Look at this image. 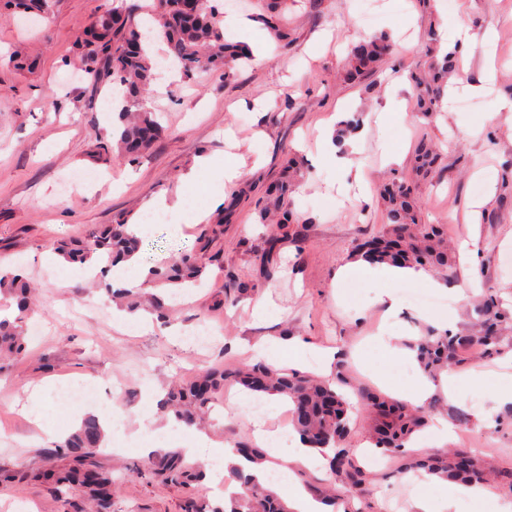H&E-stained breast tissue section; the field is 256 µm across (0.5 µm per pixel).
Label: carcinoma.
<instances>
[{
	"instance_id": "carcinoma-1",
	"label": "carcinoma",
	"mask_w": 512,
	"mask_h": 512,
	"mask_svg": "<svg viewBox=\"0 0 512 512\" xmlns=\"http://www.w3.org/2000/svg\"><path fill=\"white\" fill-rule=\"evenodd\" d=\"M52 0H6V5L29 14H45ZM136 3L112 0L110 7L92 22L97 29L94 45L78 41L77 59L84 68L91 91L104 87L122 88L127 108L119 113L123 130L118 139L102 136L100 150L118 161H133L148 152L162 136L164 129L146 102L155 79L148 58L149 37L134 21ZM224 4L221 0H205L202 8L188 13L183 0H152L150 11L157 19L168 46V54L186 75L222 70L230 74L235 62L251 58L249 46L232 43L224 37ZM288 0H266L261 20L276 41L287 38L286 11ZM391 53L385 34L360 41L350 49L355 74L379 71ZM456 50L433 56L424 74L411 76L415 88L414 107L424 117L432 116L441 105L448 75L456 68ZM437 159L433 147L422 141L416 148L414 170L425 175ZM291 184H277L269 191L266 204L259 206L260 220L265 222L273 212L292 222L290 210ZM385 210L386 231L370 236L357 245V256L372 263L392 266H420L442 273L453 268L454 252L448 247L445 224L419 223V205L414 187L404 179L394 178L380 191ZM224 211L217 212L212 222L199 225L194 246L181 253L171 265L154 267L151 277L158 285L171 284L177 289L201 284L210 267L223 258V251L213 249L221 236ZM140 242L129 231L127 222L108 224L84 240L54 239L51 249L72 262L100 269L105 275L114 263L135 255ZM104 289L132 311L146 307L162 317L168 310V297L153 294L142 299L138 288H114L104 282ZM0 295L13 300L17 309L14 319L0 318V374L9 370L10 361L23 355L27 320L31 310L32 286L21 272L0 269ZM475 327L467 333L427 331L410 343L426 374L434 378L450 366L462 367L470 357L493 360L512 351V309L492 291L478 299ZM236 383L257 395H284L292 403V425L308 447L321 454L330 450V468L337 487L325 498L352 501L362 496L371 473L359 465L352 449L345 446L350 435V404L343 388L350 385L345 366H340L335 382L299 370H275L263 362L236 368L222 365L183 379H171L168 402L178 421L193 425L212 404L224 395V386ZM357 396L369 413L368 439L381 454H395L400 459L399 473L422 469L450 481L491 486L512 496V465L496 468L485 455L472 448H450L444 457H418L405 451L413 435L422 430L429 417L438 411L439 400L415 407L391 399L369 387L357 389ZM99 420L89 415L80 427L54 447L44 451L43 468L29 478L49 484L59 494L81 492L96 504L97 512H112V486L115 481L98 460L103 441ZM148 483L162 482L190 486L203 480L204 472L188 461L182 451H163L136 468ZM230 474L240 482L242 491L230 502L207 510L190 502L186 512H288L283 501L272 491L261 487L242 470Z\"/></svg>"
}]
</instances>
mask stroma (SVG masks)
<instances>
[{"label": "stroma", "mask_w": 512, "mask_h": 512, "mask_svg": "<svg viewBox=\"0 0 512 512\" xmlns=\"http://www.w3.org/2000/svg\"><path fill=\"white\" fill-rule=\"evenodd\" d=\"M249 28L225 26L229 40L258 46L251 64L188 79L181 71L158 75L149 107L165 132L136 160L117 164L99 155L98 140L112 126V114L90 95L83 72L68 66L76 40L110 0H55L52 12L32 21L16 13L0 17V266L23 269L37 286L33 319L40 338L0 385V468L16 479L0 485V512H81V497L63 500L25 478L41 466L44 449L69 434L74 416L93 414L91 405H72L57 393L70 384L93 383L100 404L111 407L113 426L126 429L134 445L103 453L105 468L123 475L112 512H183L187 499L214 503L209 485L185 488L141 480L130 472L152 445L189 446L194 434L165 413V383L226 360L248 363L244 343L265 336H292L317 347H340L351 361L357 385H371L368 369L381 357L379 331L420 335L447 320L466 329L465 307L481 289L499 292L512 306V112L500 101L512 98V0H291L288 45L277 46L260 22L259 0H248ZM468 26L474 42L460 57L456 93L445 94L432 117L413 108L412 72L440 47L428 29ZM387 34L391 57L381 72L352 81L347 54L362 38ZM26 52L25 69L9 66L14 50ZM356 117L359 128L338 154L360 169L365 187L339 194L343 173L326 155L321 137ZM431 140L439 150L436 172L420 179L416 195L422 219L444 224L456 246L471 244L476 261L458 259L438 280L440 306L409 299L407 284L389 279H340L355 246L383 232L385 215L374 196L385 179L409 177L416 146ZM233 151L241 178L223 191L213 174L183 180L198 156ZM297 154L310 175L294 197L303 221L271 234L257 221L256 203L280 177L289 154ZM181 198L173 223L150 224L142 235L140 260L170 263L191 248L197 213H224V266L171 304L169 320L151 318L147 330L117 327V312L104 289L88 276L67 275L47 258L54 238L87 236L103 224L125 218L139 224L157 195ZM305 238L296 252L289 234ZM273 254L278 266L267 278L260 265ZM248 281L271 306L261 314L240 302L220 307L229 276ZM395 301L394 311L380 293ZM207 318L221 334L210 347H185L171 331L190 333ZM504 361L483 362V388L461 390L456 408L471 419L447 445H424L442 455L469 446L487 433L475 412L504 382Z\"/></svg>", "instance_id": "1"}]
</instances>
